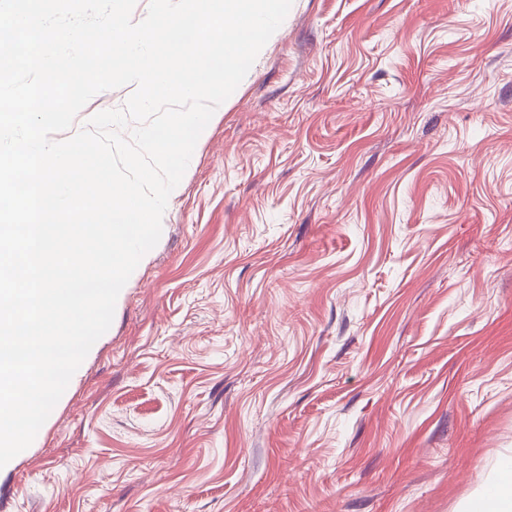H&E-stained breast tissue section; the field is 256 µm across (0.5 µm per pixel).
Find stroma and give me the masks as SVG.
<instances>
[{
    "instance_id": "obj_1",
    "label": "stroma",
    "mask_w": 512,
    "mask_h": 512,
    "mask_svg": "<svg viewBox=\"0 0 512 512\" xmlns=\"http://www.w3.org/2000/svg\"><path fill=\"white\" fill-rule=\"evenodd\" d=\"M512 457V0H293L0 512H455Z\"/></svg>"
}]
</instances>
